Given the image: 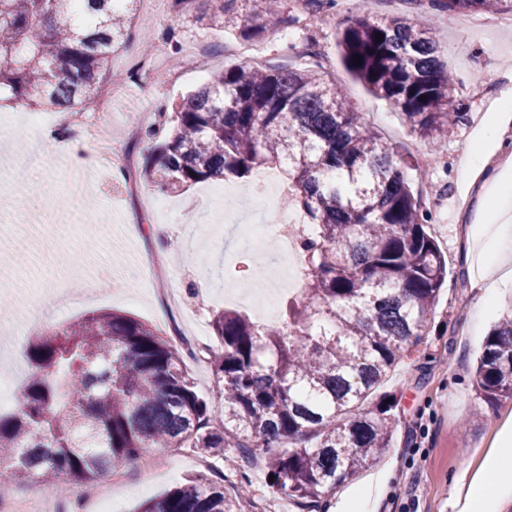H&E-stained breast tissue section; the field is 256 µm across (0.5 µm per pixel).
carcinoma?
<instances>
[{
	"label": "carcinoma",
	"mask_w": 512,
	"mask_h": 512,
	"mask_svg": "<svg viewBox=\"0 0 512 512\" xmlns=\"http://www.w3.org/2000/svg\"><path fill=\"white\" fill-rule=\"evenodd\" d=\"M278 0H204L205 11L248 37L279 22ZM137 0H0V93L69 110L102 93L110 56L124 45ZM247 8L243 13L236 4ZM434 14L495 10L512 0H430ZM381 34L384 40L376 41ZM351 76L433 141L466 119L434 30L422 20L344 19L339 40ZM361 64L353 65V57ZM144 176L161 192L220 177L286 174L285 209L315 234L302 240L306 273L282 320L260 323L217 310L220 349L188 346L210 365L217 399L198 393L184 355L146 323L104 312L32 341L19 409L0 414V485L36 478L65 495L118 470L149 448L240 454L264 464L268 486L297 512L382 456L397 397L371 395L399 361L418 352L448 281V257L388 144L324 71L242 63L213 74L172 106ZM476 388L512 399V305L488 336ZM139 512H236L224 472H198Z\"/></svg>",
	"instance_id": "1"
}]
</instances>
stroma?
Wrapping results in <instances>:
<instances>
[{"label":"stroma","instance_id":"1","mask_svg":"<svg viewBox=\"0 0 512 512\" xmlns=\"http://www.w3.org/2000/svg\"><path fill=\"white\" fill-rule=\"evenodd\" d=\"M421 6L408 0H336L333 10L319 18L299 12L295 0H284L287 23L274 32L249 39L240 30L229 29L211 19L196 20L189 14L161 15L139 6L138 15L124 49L113 55L110 69L114 80H123L142 57L153 64L151 78L132 83L130 94L116 105L110 136L115 147L128 152V179L102 171L85 181L83 170L75 168L64 145L46 144L43 168L30 171L24 185L12 186L15 201L0 209V253L10 254L14 238H33L49 272V299L39 324L19 300L0 298V317L11 320L12 329L0 341V376H11L16 388L28 377L26 348L41 331L60 327L92 312L117 311L132 315L171 336V312L161 299L132 301L115 293L112 276L125 263L124 253L114 250V225L134 216L140 223L151 220L150 204L141 192L145 182L139 176L150 153V142L130 149L131 116L135 113L160 115L182 94L202 86L210 73L242 63V56L224 52L227 44L256 52L268 66L304 67L311 59L307 46L318 50L324 70L345 89L353 106L391 143L405 162V173L413 188H420L418 160L429 148L427 140L413 132L402 115L385 101L373 96L345 70L337 45L343 18L360 14L372 19L396 16L413 18ZM488 13L477 14V27L456 29L448 18L436 22L441 60L455 77L453 97L467 112H475V89L497 99L512 91V32L499 30ZM174 30L182 45L205 40L217 55L209 71L199 69L195 58L175 64L162 34ZM59 110L36 106L19 112L0 100V167L19 165L27 150L28 132L48 125ZM476 131L470 123L449 127L442 160L431 168L437 190L430 231L448 256V283L442 290L435 319L420 346L421 354L405 359L391 372L382 390L396 394L394 437L381 459L356 473L326 499L327 512H344L343 497L360 485L383 482L384 491L374 512H451L450 493L463 473L482 470L481 449L496 445L502 428V413L508 401L495 403L484 415L474 387V367L483 343L495 323L487 317L474 328L472 317L478 294L473 282L482 274L475 255L481 243L474 235L478 205L488 192L484 179L467 182L464 173L468 146ZM208 183L192 186L183 194L168 195L171 213L163 223L177 240L176 250L166 254L171 277L177 281L181 302L188 309L204 306L206 312L224 306V281L234 268L225 266L223 217L206 213L202 199ZM86 265L97 280L99 292L89 296L76 287L66 273L67 266ZM483 407V406H482ZM176 474L158 479L150 488L139 484L137 469L125 471V479L114 496L113 512H137L145 502L163 495L180 479L203 470L206 461L189 449L165 450Z\"/></svg>","mask_w":512,"mask_h":512}]
</instances>
